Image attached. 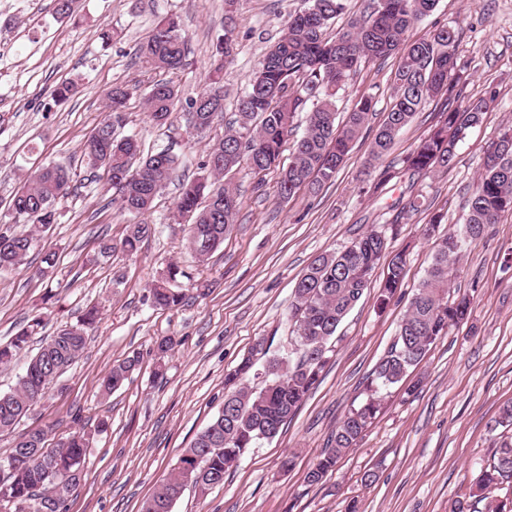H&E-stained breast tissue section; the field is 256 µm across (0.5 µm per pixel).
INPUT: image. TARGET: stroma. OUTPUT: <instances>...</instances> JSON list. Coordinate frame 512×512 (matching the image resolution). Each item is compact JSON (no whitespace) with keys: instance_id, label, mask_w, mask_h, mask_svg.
I'll return each mask as SVG.
<instances>
[{"instance_id":"obj_1","label":"stroma","mask_w":512,"mask_h":512,"mask_svg":"<svg viewBox=\"0 0 512 512\" xmlns=\"http://www.w3.org/2000/svg\"><path fill=\"white\" fill-rule=\"evenodd\" d=\"M299 4L238 0L230 10L225 0H78L75 16L62 21L53 0H0V214L43 162L71 164L81 175L43 239L57 253L53 274L40 276V259L33 255L24 271L0 275V342L40 314L45 325L28 347L36 353L87 306L99 308L83 355L18 426L43 432L50 446L78 427L89 432L81 479L66 512H138L169 477L183 448L222 409L224 376L252 345L262 340L271 352L288 351L293 289L313 258L373 229L388 232L389 253L407 254L402 288L378 311L383 273L375 271L338 331L319 383L296 414L276 437L247 453L222 485L204 495L186 488L173 512H345L352 500L358 512H448L451 501L468 496L475 469L493 457L496 435L489 426L512 403V269L502 266L504 251L512 247L510 214L463 253L456 286L474 294L470 317L450 327L410 374L407 384L414 391L407 384L385 390L383 407L358 445L319 484L306 479L345 413L364 399L436 240L462 227L484 147L512 123V0H439L409 32L416 40L437 26L458 27L456 55L470 76L467 95L479 97L490 84L499 90L484 120L459 142L451 169L413 182L396 178L383 192L371 193L372 180L363 173L370 140L364 137L318 196L302 191L281 202L274 196L276 172L257 175L240 167L232 178L241 201L238 222L203 263L188 249L182 225L170 219L178 184L169 185L152 212L135 216L118 212L110 195L82 178L80 145L105 116V91L145 87L159 78L136 54L154 21L177 16L190 37L189 65L171 76L185 99L202 90L217 37L234 28L233 60L224 67V117L230 120L253 69ZM398 63L395 55L361 63L340 99L341 111L360 96H372L369 126L377 128L394 95ZM68 78L78 81L77 93L54 103L51 90ZM442 105L430 101L400 131L391 162L400 163L429 132ZM125 119V133L138 134L146 152L171 148L185 160L180 176H197L207 142L193 137L184 118L155 128L137 98ZM415 196L419 211L399 218ZM435 214L443 221L432 238H423L422 227ZM135 223L155 229L136 254L118 252L91 263L101 239L120 242ZM171 263L187 274V298L159 309L149 300L150 288ZM165 337L177 345L160 370L155 348ZM134 352L141 356L140 371L119 390L102 394L103 376ZM102 419L107 426L101 431ZM292 452L296 465L283 471L281 462ZM368 470L376 473L374 482H363Z\"/></svg>"}]
</instances>
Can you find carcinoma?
Here are the masks:
<instances>
[{
	"label": "carcinoma",
	"mask_w": 512,
	"mask_h": 512,
	"mask_svg": "<svg viewBox=\"0 0 512 512\" xmlns=\"http://www.w3.org/2000/svg\"><path fill=\"white\" fill-rule=\"evenodd\" d=\"M439 0H372L363 17H352L332 36L326 29L346 10L345 0H303L289 15L284 35L265 54L252 73L247 88L236 100L235 122L224 135L208 145L202 168L207 174L180 183L174 220L187 221L184 232L189 249L205 261L224 244L237 222L240 200L231 187V175L241 164L255 174L278 170L275 193L287 201L301 190L312 196L332 182L361 137L374 112L372 98L360 97L352 111L340 118L338 95L361 62L400 56L395 73V96L376 129L364 160L365 171L379 170L374 190L394 177V166H382L390 155L397 134L415 114L438 96H446L441 120L401 161L409 178L426 176L451 167L456 148L466 131L480 123L498 95L493 85L477 99H465L469 75L457 63L458 31L454 26L433 29L421 39L408 40L418 21L431 15ZM190 38L172 16L158 21L138 48L144 67L173 73L188 65ZM140 98L150 123L163 128L173 123L181 105L179 87L171 80H157L141 88L120 85L105 93L108 112L81 146L82 162L90 181L106 193L118 211L145 214L177 177L179 157L167 150L144 153L135 134L124 135L125 109ZM186 123L194 134L206 136L224 114L223 66H216L206 86L186 102ZM305 129L294 137L299 117ZM293 140L288 164H281L283 147ZM71 169L55 161L39 166L11 198L8 222L32 224L29 234L0 232V274L11 273L27 263L38 250L39 236L58 220L57 205L72 190ZM512 214V125L504 126L496 140L484 150L483 168L467 200L465 224L448 230L439 240L426 276L413 293L395 339L377 363L365 400L350 409L328 441L321 458L307 473L310 484H318L336 469L341 457L363 438L380 411L382 390L397 385L423 360L448 328L468 319L473 295L448 296L458 272L463 248L483 238L502 215ZM154 228L129 225L118 244L105 243L104 257L120 251L132 255ZM388 249L385 232L372 230L343 250L316 256L294 287L291 320L294 348L286 355H272L284 373L265 379L253 389L248 381L257 376L253 355L244 357L224 378V410L212 419L190 447L183 449L172 476L142 501L140 512H172L175 493L186 470L202 484L224 482V474L258 441L274 438L319 381L328 363V343L368 288L372 274ZM407 261L394 254L380 284L378 307L386 308L401 288ZM185 276L170 264L151 289L155 307L170 309L186 299L175 286ZM98 319V309H86L77 324L61 329L28 359L17 386L0 394V433L12 432L33 407L43 400L50 384L85 351L87 331ZM42 325L37 316L6 344H0V365L11 364L23 352L31 336ZM137 353L126 356L104 377L102 387L110 394L140 370ZM43 448L34 459L27 448ZM88 448L84 429L74 431L55 448L45 447L39 433L13 443L0 457V487L18 503L30 505L28 512H63L65 500L52 494L53 480L82 473ZM512 484V436L496 443L492 463L480 469L473 486L477 494L454 501L450 512H512V499L487 496L494 489Z\"/></svg>",
	"instance_id": "1"
}]
</instances>
